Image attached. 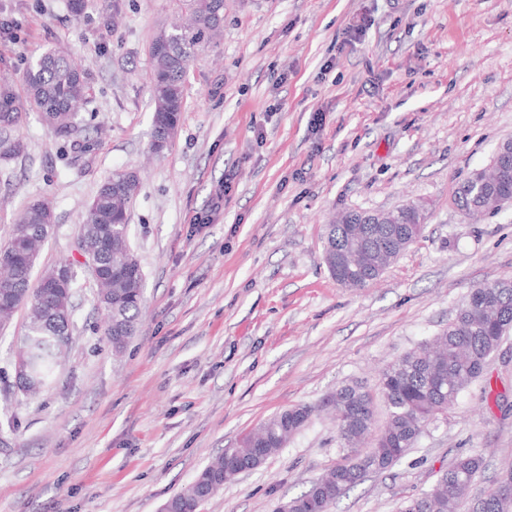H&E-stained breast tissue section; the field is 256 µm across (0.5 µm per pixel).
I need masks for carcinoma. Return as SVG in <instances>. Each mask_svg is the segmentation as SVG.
Wrapping results in <instances>:
<instances>
[{
    "label": "carcinoma",
    "mask_w": 512,
    "mask_h": 512,
    "mask_svg": "<svg viewBox=\"0 0 512 512\" xmlns=\"http://www.w3.org/2000/svg\"><path fill=\"white\" fill-rule=\"evenodd\" d=\"M183 9L189 13L188 21L162 29L150 48L154 102L151 147L156 153L168 147L178 128L189 63L224 28V0H183ZM22 82L29 102L53 121L54 136L73 140L79 133L77 109L87 95L88 81L74 65L71 51L49 49L30 64ZM20 122L13 88L0 83V129H14ZM24 149L19 138H0V158L16 156ZM138 190L137 174H113L87 206L78 228V232L86 231L96 239L97 262L107 285L101 301L104 335L116 353L126 350L142 313L143 274L128 239V211ZM511 192L512 158L506 170L493 159L489 169L474 171L459 186L453 203L462 214L477 216L487 196ZM425 219L420 212L401 215L396 224L379 225L377 236L365 239L360 246L348 240L345 225L328 224L324 249L342 250L340 278L349 288H364L370 285L368 278L379 264V241L411 243L420 236ZM52 233L50 206L36 201L28 205L12 225L7 242L0 246V267L5 270L0 278L10 283V287L0 288V297L12 299L14 310L27 307L26 335L30 342H21L20 349L29 362L30 378L38 393L51 384L73 330V289L42 292L31 284L29 248L32 242H43ZM511 331L512 277L471 289L455 318L433 343L404 354L382 371L380 386L389 418L375 437L371 434L372 401L362 386L345 385L328 395L326 406L332 408L342 445L351 449L352 455L288 500L289 512H299L311 499L320 500L323 512H329L337 499L361 484L368 474L394 466L414 447L422 430L483 376L489 356ZM318 410V406L300 405L270 417L237 447L224 449L193 482L171 496L172 510L197 512L224 487V454L234 453L245 460L259 454L266 460L278 453ZM483 469L480 452L456 457L428 491L406 498L400 512H458ZM468 512H512V497L481 494L470 499Z\"/></svg>",
    "instance_id": "1"
}]
</instances>
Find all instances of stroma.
<instances>
[{
	"mask_svg": "<svg viewBox=\"0 0 512 512\" xmlns=\"http://www.w3.org/2000/svg\"><path fill=\"white\" fill-rule=\"evenodd\" d=\"M180 11L0 0V76L15 82L25 144L0 159V242L45 200L55 231L35 273L75 257L86 205L133 170L129 241L144 275L142 319L116 358L79 272L71 349L39 399L14 386L25 310L0 332V512H158L245 432L346 384L369 393L381 431V371L447 327L474 286L512 277V204L476 221L452 204L512 138V0H224L223 36L191 62L180 124L154 156L149 47ZM56 45L88 78L86 153L54 137L18 82ZM411 203L427 207L416 242L376 283H336L325 224ZM476 450L474 496L512 466V334L406 456L332 512H398ZM347 454L332 416H314L198 512H275Z\"/></svg>",
	"mask_w": 512,
	"mask_h": 512,
	"instance_id": "stroma-1",
	"label": "stroma"
}]
</instances>
